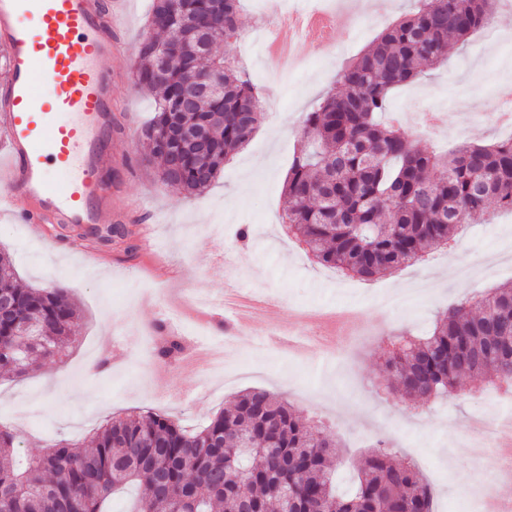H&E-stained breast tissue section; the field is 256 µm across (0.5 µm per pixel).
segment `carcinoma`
I'll return each instance as SVG.
<instances>
[{"instance_id": "obj_1", "label": "carcinoma", "mask_w": 512, "mask_h": 512, "mask_svg": "<svg viewBox=\"0 0 512 512\" xmlns=\"http://www.w3.org/2000/svg\"><path fill=\"white\" fill-rule=\"evenodd\" d=\"M370 47L338 72L305 118L285 184L288 232L318 264L363 280L422 261L448 247L490 204L512 210V138L464 144L444 156L414 146L388 111L392 90L436 66L450 40L466 41L494 19L495 0H415ZM240 0H153L138 44L135 85L154 97L139 162L189 196L207 190L226 158L261 119L249 74L216 45L239 35ZM199 80L210 91L192 100ZM0 369L23 375L71 343L77 309L64 288H21L0 255ZM24 322L38 335L17 344ZM182 340L163 337L161 360ZM394 391L409 401L446 399L460 377L490 374L512 385V286L451 304L423 336H402L387 358ZM336 443L282 397L254 388L203 428L189 430L152 410L109 420L79 450L57 443L21 467L16 437L0 430V512H106L111 495L134 482L138 512H433V490L384 439L355 466L353 489L336 491Z\"/></svg>"}]
</instances>
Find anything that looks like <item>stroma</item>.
I'll return each mask as SVG.
<instances>
[{
  "label": "stroma",
  "instance_id": "35a3bbf8",
  "mask_svg": "<svg viewBox=\"0 0 512 512\" xmlns=\"http://www.w3.org/2000/svg\"><path fill=\"white\" fill-rule=\"evenodd\" d=\"M151 6L152 0H126L110 62L112 147L124 159L112 172V207L131 229L149 226L148 244L131 253L127 240L113 238L101 247L107 254L101 262L92 256L99 248L94 242L72 250L70 225L47 224L37 236L29 225L0 216V252L10 255L19 285L63 286L79 310L74 342L61 355L38 361L22 378L0 370V423L15 432L18 452L35 456L61 440L90 447L102 420L147 408L200 426L230 409L244 390L261 387L286 398L303 418L326 421L327 435L339 443V492L349 488L352 462L382 438L395 447L398 461L424 475L436 512H486L489 497L512 498V393L493 380L465 377L454 397L413 403L390 391L386 370L394 337L423 333L448 304L512 283L508 261L471 282L438 278L449 259L465 266L512 243V211L490 206L480 223L458 235L454 252L431 251L420 263L371 282L340 279L312 263L282 223L283 187L306 113L385 23L409 12L411 0H384L373 13L358 0H288L279 18L310 8L337 23L329 53L295 43L296 60L285 77L266 61L257 32L260 0H244L233 53L266 99L264 118L218 180L192 197L167 187L138 161L141 131L154 116L152 97L133 85ZM498 81H512V38L484 28L452 44L434 69L395 89L390 111L401 114L407 137L427 151L490 144L512 136V128L477 112L461 117L459 105L473 97L488 104ZM243 228L249 231L244 241L238 237ZM217 241L231 253L230 265L214 258ZM419 282L427 291L412 308L381 303L382 294ZM234 283L252 298L270 295L274 302L244 329H227L224 314H216L210 336L226 340L223 375L208 377L153 357L155 342L146 332L162 307H181L192 320L199 313L190 295L220 298ZM291 329L308 337L307 357L258 343ZM103 355L112 362L106 370L98 367ZM479 419L498 426L491 447L446 459L450 436L472 438Z\"/></svg>",
  "mask_w": 512,
  "mask_h": 512
}]
</instances>
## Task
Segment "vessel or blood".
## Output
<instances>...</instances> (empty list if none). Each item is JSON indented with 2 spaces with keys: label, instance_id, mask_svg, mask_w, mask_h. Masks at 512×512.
Wrapping results in <instances>:
<instances>
[{
  "label": "vessel or blood",
  "instance_id": "vessel-or-blood-1",
  "mask_svg": "<svg viewBox=\"0 0 512 512\" xmlns=\"http://www.w3.org/2000/svg\"><path fill=\"white\" fill-rule=\"evenodd\" d=\"M118 0H0V205L28 224L103 227L115 222L112 72ZM317 11L288 17V39L324 40ZM52 96H44L43 83ZM68 180L57 185L52 174Z\"/></svg>",
  "mask_w": 512,
  "mask_h": 512
}]
</instances>
